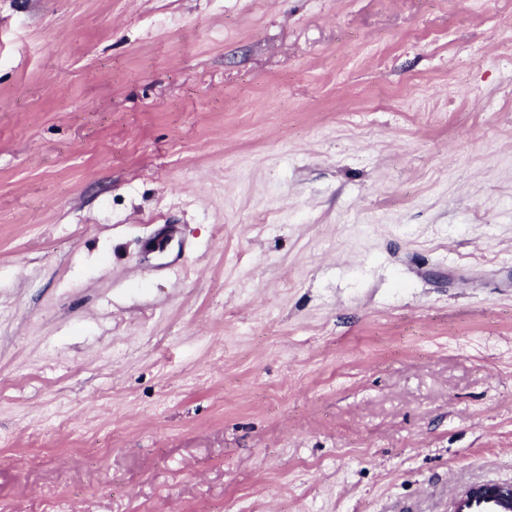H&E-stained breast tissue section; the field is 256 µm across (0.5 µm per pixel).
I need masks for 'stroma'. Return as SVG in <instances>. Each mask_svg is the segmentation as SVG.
Returning a JSON list of instances; mask_svg holds the SVG:
<instances>
[{
    "mask_svg": "<svg viewBox=\"0 0 512 512\" xmlns=\"http://www.w3.org/2000/svg\"><path fill=\"white\" fill-rule=\"evenodd\" d=\"M512 480V0H0V512H448Z\"/></svg>",
    "mask_w": 512,
    "mask_h": 512,
    "instance_id": "1",
    "label": "stroma"
}]
</instances>
